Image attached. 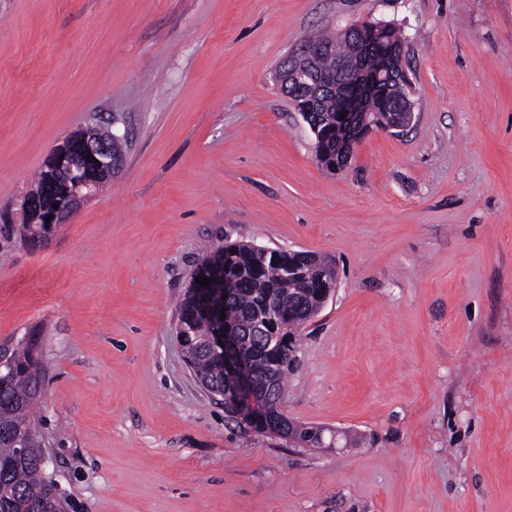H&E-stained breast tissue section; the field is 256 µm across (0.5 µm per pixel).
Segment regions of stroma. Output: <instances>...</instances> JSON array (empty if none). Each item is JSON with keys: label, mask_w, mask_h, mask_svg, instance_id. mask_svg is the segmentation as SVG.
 <instances>
[{"label": "stroma", "mask_w": 512, "mask_h": 512, "mask_svg": "<svg viewBox=\"0 0 512 512\" xmlns=\"http://www.w3.org/2000/svg\"><path fill=\"white\" fill-rule=\"evenodd\" d=\"M356 21L401 30L414 119L332 172L275 72ZM90 127L120 171L27 244L36 173ZM240 241L336 265L284 404L330 446L183 359L202 250ZM31 337L67 512H512V0H0V347Z\"/></svg>", "instance_id": "35a3bbf8"}]
</instances>
